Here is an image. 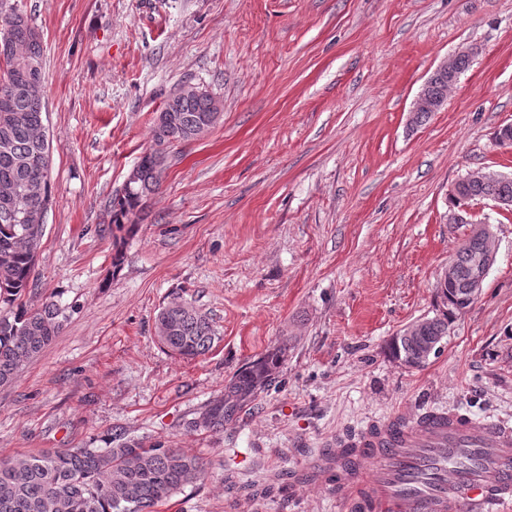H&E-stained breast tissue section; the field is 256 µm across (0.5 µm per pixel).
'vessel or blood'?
<instances>
[{
    "mask_svg": "<svg viewBox=\"0 0 512 512\" xmlns=\"http://www.w3.org/2000/svg\"><path fill=\"white\" fill-rule=\"evenodd\" d=\"M357 512H512V425L457 411L392 414L317 465Z\"/></svg>",
    "mask_w": 512,
    "mask_h": 512,
    "instance_id": "obj_1",
    "label": "vessel or blood"
}]
</instances>
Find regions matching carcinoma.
<instances>
[{
    "instance_id": "cac0c4a2",
    "label": "carcinoma",
    "mask_w": 512,
    "mask_h": 512,
    "mask_svg": "<svg viewBox=\"0 0 512 512\" xmlns=\"http://www.w3.org/2000/svg\"><path fill=\"white\" fill-rule=\"evenodd\" d=\"M10 12L8 31L0 29V386L48 346L63 326V311L53 300L31 308L25 297L33 286L36 257L44 237L38 224L52 192L49 142L44 124L41 87L44 80L42 41L28 15L0 0V16ZM471 53L455 56L454 75L430 78L428 95L445 97L464 72ZM222 116V104L195 87L171 92L154 120L152 145L132 169L121 194L112 199L110 223L119 230L135 227L144 200L159 190L167 150L175 141L206 134ZM512 200V177L486 172L464 177L450 196L452 208L464 211L474 200ZM454 222L471 229L449 262L454 279L436 288L457 310L466 295L475 259L489 252L490 234L465 217ZM448 312L426 319L419 329L403 330L389 344L390 355L408 367L426 362L422 345L448 335ZM163 347L183 358H196L212 347L215 330L210 318L181 296L171 299L156 317ZM281 361L274 351L239 373L230 385L235 397H249L268 387ZM232 410L220 400L187 423L190 429L224 430ZM123 439V434L116 435ZM207 462L179 448L146 446L123 439L116 448H56L0 459V512H154L177 492L199 482Z\"/></svg>"
}]
</instances>
